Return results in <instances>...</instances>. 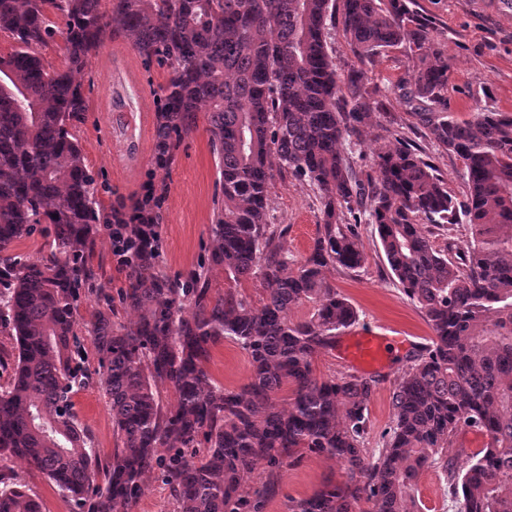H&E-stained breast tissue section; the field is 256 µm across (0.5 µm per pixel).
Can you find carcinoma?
<instances>
[{
    "mask_svg": "<svg viewBox=\"0 0 512 512\" xmlns=\"http://www.w3.org/2000/svg\"><path fill=\"white\" fill-rule=\"evenodd\" d=\"M0 0V333L14 341L0 383V458L46 475L73 512H132L142 478L158 472L176 512H265L280 472L306 452L336 459L345 480L293 500L289 512H407L419 474L442 469L457 512H512V113L448 115V56L414 0ZM358 62L337 72L330 31ZM62 38L64 70L39 51ZM123 41L146 71H169L155 93L152 160L168 169L199 114L217 180L211 242L195 269L152 274L161 258L165 186L104 208L112 188L87 168L74 122L88 110L80 77L107 41ZM409 51L398 97L408 116L462 165L464 191L393 131L370 171L351 160L373 112L366 68ZM319 194L321 224L294 264L288 225L269 222L275 178ZM53 226L50 253H12L36 225ZM375 228L387 266L422 313L429 344L409 357L392 395L383 447L365 446L377 380L318 377L313 360L358 321L325 277L363 267L358 226ZM469 235L466 253L437 248L428 226ZM107 234L126 273L116 296L95 287L89 264ZM224 269L233 286L211 288ZM258 280L255 303L237 286ZM97 308L80 324L79 306ZM309 306L306 316L291 312ZM136 314L115 326L117 308ZM91 335L96 363L79 336ZM229 340L250 359L249 381L215 384L206 364ZM101 390L118 442L102 463L73 397ZM290 389L288 409L273 400ZM172 389L177 405L163 409ZM486 437L456 466L445 459L459 430ZM261 470L259 486L243 490ZM0 512H42L23 478L0 469Z\"/></svg>",
    "mask_w": 512,
    "mask_h": 512,
    "instance_id": "carcinoma-1",
    "label": "carcinoma"
}]
</instances>
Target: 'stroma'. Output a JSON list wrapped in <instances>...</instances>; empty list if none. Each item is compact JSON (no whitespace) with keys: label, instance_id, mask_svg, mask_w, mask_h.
Wrapping results in <instances>:
<instances>
[{"label":"stroma","instance_id":"stroma-1","mask_svg":"<svg viewBox=\"0 0 512 512\" xmlns=\"http://www.w3.org/2000/svg\"><path fill=\"white\" fill-rule=\"evenodd\" d=\"M419 11L434 25V38L448 56V112L460 121L473 119L484 110L512 113V11L501 0H416ZM128 66L140 68L137 52L122 42H106L91 58V70L84 77L88 110L77 123L87 167L98 180L110 185L132 201L142 193L151 167L153 128L142 118H153V89L166 84L167 71L153 69L151 81H140L133 91V107L114 109L110 95L119 79L113 68L115 56ZM404 50L395 49L377 57L367 69L368 84L376 89L384 111L402 120V133L411 144L430 157L456 194L464 190L459 161L430 141L419 125L408 122L406 109L397 96V85L407 70ZM217 171L208 143L205 124L181 144L170 170L156 174L157 182L168 187L162 212L160 273L178 276L194 268L204 255L210 238L213 197ZM270 221L288 225L287 247L293 258H302L313 243L320 221L319 197L311 187L292 178L276 181L271 191ZM366 254L364 267L354 271L328 268L327 281L356 308L357 322L346 335L364 331L405 337L404 345L393 351L390 365L377 372L378 384L368 405L371 429L366 445L379 448L393 424L394 383L408 358L425 345L431 331L422 313L395 286L385 264L378 238L371 225H361L357 239ZM211 380L224 388L236 389L247 383L251 366L247 354L232 342L214 347L207 364ZM81 423L94 437L101 459H110L116 446L112 412L99 389L89 388L74 397ZM0 467L23 476L43 503V512H72L71 504L49 479L24 461L9 458ZM344 473L335 459L305 454L301 462L281 473V491L268 501L265 512H288L290 500L312 495L327 482H342ZM413 512H456L440 470H425L411 493Z\"/></svg>","mask_w":512,"mask_h":512}]
</instances>
